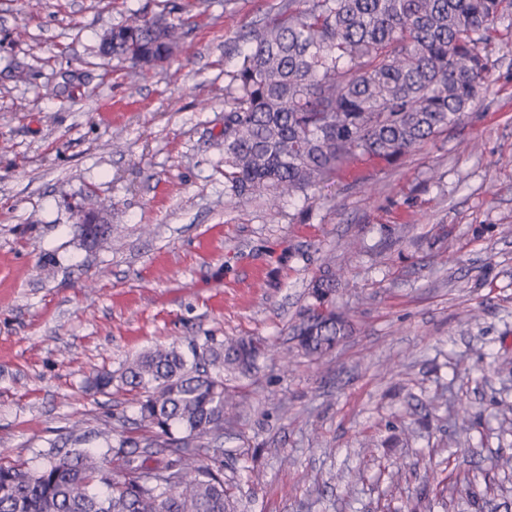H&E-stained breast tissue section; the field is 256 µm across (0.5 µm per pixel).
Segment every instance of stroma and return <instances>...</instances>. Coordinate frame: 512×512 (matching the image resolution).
<instances>
[{"instance_id": "stroma-1", "label": "stroma", "mask_w": 512, "mask_h": 512, "mask_svg": "<svg viewBox=\"0 0 512 512\" xmlns=\"http://www.w3.org/2000/svg\"><path fill=\"white\" fill-rule=\"evenodd\" d=\"M287 2L0 0V460L134 417L99 370L253 336L270 351L224 425L239 512H475L417 503L458 475L512 512V14L458 123L320 197L237 198L224 85ZM135 11L187 21L144 72L97 53ZM89 186L112 227L94 245L72 228ZM331 259L351 330L306 356L293 327Z\"/></svg>"}]
</instances>
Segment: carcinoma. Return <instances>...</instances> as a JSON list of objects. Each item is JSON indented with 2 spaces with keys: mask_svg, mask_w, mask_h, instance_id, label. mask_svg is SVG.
Listing matches in <instances>:
<instances>
[{
  "mask_svg": "<svg viewBox=\"0 0 512 512\" xmlns=\"http://www.w3.org/2000/svg\"><path fill=\"white\" fill-rule=\"evenodd\" d=\"M512 0H306L256 34L224 87V183L236 197L314 199L356 156L393 160L456 124L488 81L485 46ZM182 23L160 13L105 31L99 50L138 68L169 59ZM341 274L326 265L293 328L296 347L323 356L347 335L328 304ZM268 345L218 340L148 349L92 384L134 394L135 436L87 447L74 429L48 442L39 467L0 465V512H236L224 482V438L239 403L226 378L248 377ZM154 465H146L147 460Z\"/></svg>",
  "mask_w": 512,
  "mask_h": 512,
  "instance_id": "cac0c4a2",
  "label": "carcinoma"
}]
</instances>
